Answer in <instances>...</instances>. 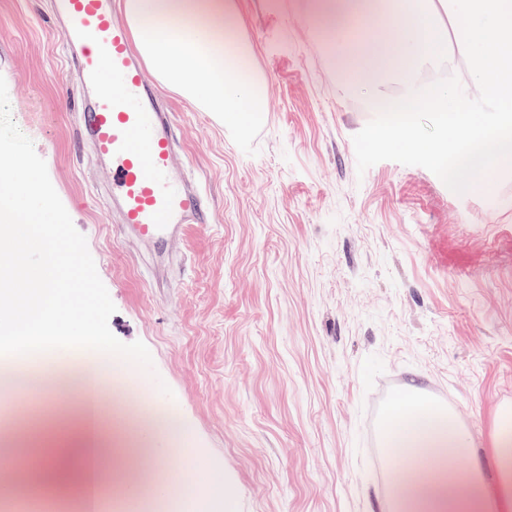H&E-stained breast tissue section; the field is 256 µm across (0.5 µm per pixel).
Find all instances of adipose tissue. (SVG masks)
Returning <instances> with one entry per match:
<instances>
[{
    "label": "adipose tissue",
    "instance_id": "obj_1",
    "mask_svg": "<svg viewBox=\"0 0 512 512\" xmlns=\"http://www.w3.org/2000/svg\"><path fill=\"white\" fill-rule=\"evenodd\" d=\"M311 10L338 74L352 88L389 81L398 95L370 97L384 121L376 138L402 132L412 110L436 112L464 131L468 148L455 176L463 185L491 191L496 175L512 166V0H297ZM132 24L149 16L175 23L183 40L158 37L136 47L173 89L238 128L257 110L263 81L249 70L251 47L237 23V0H124ZM467 60L463 79L422 84L420 64L449 52ZM494 103L497 125L478 122L469 90ZM33 435L48 443V466L83 455L91 442L87 410L39 422ZM383 443L401 467L392 489L393 512H512V424H496L491 458L474 459L469 475L449 471V454H466L468 440L452 415L416 404L397 406L383 427ZM496 483L482 478L486 469Z\"/></svg>",
    "mask_w": 512,
    "mask_h": 512
}]
</instances>
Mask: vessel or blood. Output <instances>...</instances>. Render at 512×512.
<instances>
[{"mask_svg": "<svg viewBox=\"0 0 512 512\" xmlns=\"http://www.w3.org/2000/svg\"><path fill=\"white\" fill-rule=\"evenodd\" d=\"M55 12L84 88L73 107L79 131L97 158L110 163L112 196L123 224L142 239L162 243L179 236L185 225L211 223L198 182L173 173L171 115L131 50L133 36L147 41L162 30L177 41L182 30L148 20L131 30L128 22L115 19L113 0H55Z\"/></svg>", "mask_w": 512, "mask_h": 512, "instance_id": "1", "label": "vessel or blood"}]
</instances>
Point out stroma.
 <instances>
[{
	"mask_svg": "<svg viewBox=\"0 0 512 512\" xmlns=\"http://www.w3.org/2000/svg\"><path fill=\"white\" fill-rule=\"evenodd\" d=\"M237 20L265 83L258 123L228 128L147 74L171 109L175 172L198 175L213 213L153 243L124 231L110 169L80 137L49 0H0L11 117L87 240L111 332L154 361L105 394L104 434L144 453L109 458L122 484L103 495L184 512L188 488L216 479L210 512H384L396 401L452 411L472 456L512 418V169L488 193L447 178L431 146L448 141L453 166L463 140L434 112L373 141L382 113L343 88L295 0H239Z\"/></svg>",
	"mask_w": 512,
	"mask_h": 512,
	"instance_id": "obj_1",
	"label": "stroma"
}]
</instances>
